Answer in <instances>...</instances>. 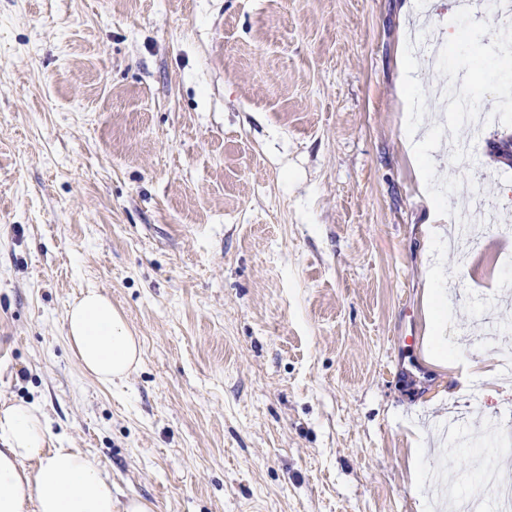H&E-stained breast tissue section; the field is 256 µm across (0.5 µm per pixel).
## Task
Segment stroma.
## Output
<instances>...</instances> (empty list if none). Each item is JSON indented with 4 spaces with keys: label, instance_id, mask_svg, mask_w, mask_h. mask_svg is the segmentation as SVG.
<instances>
[{
    "label": "stroma",
    "instance_id": "stroma-1",
    "mask_svg": "<svg viewBox=\"0 0 512 512\" xmlns=\"http://www.w3.org/2000/svg\"><path fill=\"white\" fill-rule=\"evenodd\" d=\"M454 0H0V403L154 512H453L512 479V85ZM417 63L407 88L402 51ZM486 115L469 166L432 104ZM101 290L124 383L72 356ZM445 320L446 339L429 332ZM462 417L484 449L448 454ZM65 329L83 371L102 383L124 381L140 362L139 338L99 289L85 291L68 308Z\"/></svg>",
    "mask_w": 512,
    "mask_h": 512
}]
</instances>
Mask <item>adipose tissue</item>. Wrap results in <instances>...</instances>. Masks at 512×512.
Masks as SVG:
<instances>
[{"label": "adipose tissue", "mask_w": 512, "mask_h": 512, "mask_svg": "<svg viewBox=\"0 0 512 512\" xmlns=\"http://www.w3.org/2000/svg\"><path fill=\"white\" fill-rule=\"evenodd\" d=\"M68 342L85 373L103 383L135 371L141 345L111 299L84 292L65 314ZM43 410L0 403V512H153L142 498L117 506L112 480L74 448H56Z\"/></svg>", "instance_id": "ef3b65f1"}]
</instances>
